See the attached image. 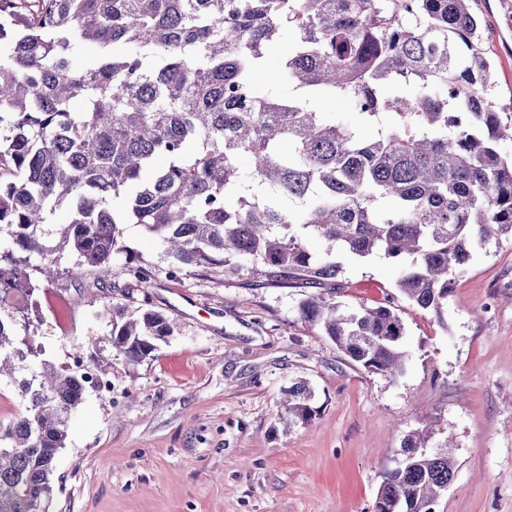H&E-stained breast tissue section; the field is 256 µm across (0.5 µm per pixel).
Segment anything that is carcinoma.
<instances>
[{"label":"carcinoma","instance_id":"1","mask_svg":"<svg viewBox=\"0 0 512 512\" xmlns=\"http://www.w3.org/2000/svg\"><path fill=\"white\" fill-rule=\"evenodd\" d=\"M482 42L472 0H0V378L25 403L0 421V512H49L87 391L6 299L35 304L65 251L69 275L110 280L124 224L157 238L172 277L256 258L270 283L319 284L342 272L339 253L380 254L400 264L398 292L443 317L474 252L512 237V156L500 151L512 112L490 98ZM272 56L304 96L254 91ZM317 94L345 100L353 120L319 111ZM63 205L70 222L48 228ZM122 273L150 287V269ZM297 309L364 369L404 373L391 303L318 292ZM172 333L152 309L112 311V347L129 361ZM285 394L288 421H308L306 383ZM428 441L404 438L378 512H434L455 463L448 440Z\"/></svg>","mask_w":512,"mask_h":512}]
</instances>
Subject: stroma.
Listing matches in <instances>:
<instances>
[{
	"label": "stroma",
	"mask_w": 512,
	"mask_h": 512,
	"mask_svg": "<svg viewBox=\"0 0 512 512\" xmlns=\"http://www.w3.org/2000/svg\"><path fill=\"white\" fill-rule=\"evenodd\" d=\"M497 106L512 108V0H473ZM113 284L64 273L37 296L30 333L57 366L102 371L55 462L50 512H374L404 435L444 428L456 473L436 512H512V239L477 251L443 317L403 298L398 264L342 256L335 286L351 306L397 305L406 370L371 373L339 352L297 305L314 284H268L250 258L234 273L187 266L178 278L141 225L123 227ZM150 267V288L121 275ZM162 313L174 330L132 362L109 339L112 308ZM314 390L289 423L284 389Z\"/></svg>",
	"instance_id": "35a3bbf8"
}]
</instances>
